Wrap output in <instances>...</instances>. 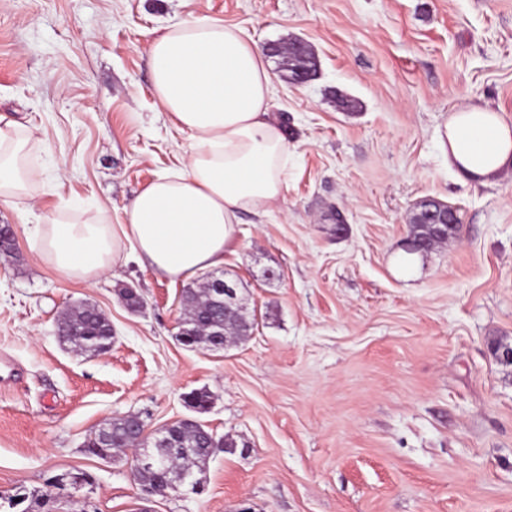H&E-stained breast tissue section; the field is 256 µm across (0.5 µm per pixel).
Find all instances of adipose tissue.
<instances>
[{
  "mask_svg": "<svg viewBox=\"0 0 512 512\" xmlns=\"http://www.w3.org/2000/svg\"><path fill=\"white\" fill-rule=\"evenodd\" d=\"M148 65L159 109L190 141L184 170L141 189L119 229L65 215L36 222L38 254L61 276L93 281L135 245L151 267L182 279L223 263L244 212L283 200L288 143L272 118L273 82L258 44L241 28L202 16L168 28ZM448 161L484 183L512 168V125L490 107L460 108L447 126ZM13 123L0 127V202L26 198L44 170Z\"/></svg>",
  "mask_w": 512,
  "mask_h": 512,
  "instance_id": "ef3b65f1",
  "label": "adipose tissue"
}]
</instances>
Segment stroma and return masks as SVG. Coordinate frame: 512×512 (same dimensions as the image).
<instances>
[{
  "mask_svg": "<svg viewBox=\"0 0 512 512\" xmlns=\"http://www.w3.org/2000/svg\"><path fill=\"white\" fill-rule=\"evenodd\" d=\"M208 16L258 45L295 38L317 60L296 84L268 57L271 115L287 133L284 200L246 213L215 274L244 288L259 329L212 352L178 338L184 289L132 247L87 283L41 260L21 215L126 223L144 186L189 150L153 93L147 52ZM355 107H338L337 96ZM512 125V0H0V119L47 169L0 253V512H135L126 460L85 452L108 417L197 418L216 452L204 490L151 512H512V171L482 186L448 164L459 108ZM453 207L460 231L408 253L413 204ZM145 303L130 310L120 291ZM115 330L105 355L60 343L70 305ZM208 390V410L184 396ZM89 475L52 487L55 476Z\"/></svg>",
  "mask_w": 512,
  "mask_h": 512,
  "instance_id": "stroma-1",
  "label": "stroma"
}]
</instances>
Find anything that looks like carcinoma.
I'll list each match as a JSON object with an SVG mask.
<instances>
[{
	"instance_id": "carcinoma-1",
	"label": "carcinoma",
	"mask_w": 512,
	"mask_h": 512,
	"mask_svg": "<svg viewBox=\"0 0 512 512\" xmlns=\"http://www.w3.org/2000/svg\"><path fill=\"white\" fill-rule=\"evenodd\" d=\"M281 67L288 72V80L300 82L314 75L316 60L308 47L300 41H291L278 47ZM437 208L436 200L425 198L413 207L409 236L421 243L420 253H427L436 243L457 234L459 218L453 208H448V226L437 227L427 219L429 211ZM240 316L224 309V295L214 286L202 281L197 287L188 289L182 297V326L190 334V345L209 346L215 342L226 343L229 338L242 341L253 335L258 327L256 315L241 305ZM108 322L95 309L80 305L65 313L60 339L72 344L80 353L98 354L110 343ZM126 419L116 417L95 431L88 438L86 452L99 458L110 457L125 451L132 444L125 431ZM203 439L197 429L179 431L176 446L146 444L140 451L158 459L152 466H145L138 472L139 479L147 484L162 483L174 473L197 475L201 473L211 457L210 450L201 449Z\"/></svg>"
}]
</instances>
